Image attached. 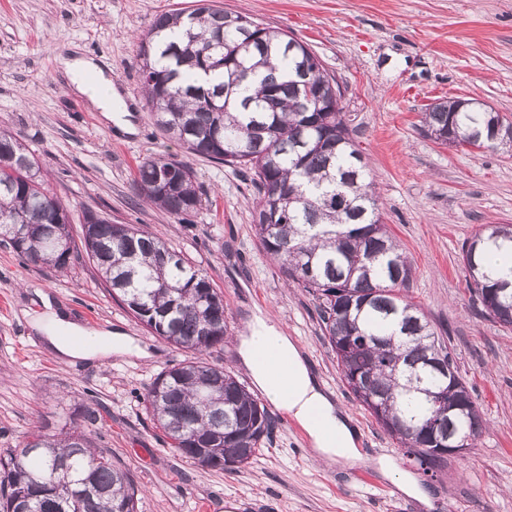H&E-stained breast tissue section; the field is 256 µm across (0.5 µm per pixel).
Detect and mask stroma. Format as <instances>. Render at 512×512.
Listing matches in <instances>:
<instances>
[{
	"label": "stroma",
	"mask_w": 512,
	"mask_h": 512,
	"mask_svg": "<svg viewBox=\"0 0 512 512\" xmlns=\"http://www.w3.org/2000/svg\"><path fill=\"white\" fill-rule=\"evenodd\" d=\"M308 46L333 75L369 165L381 218L412 264L407 298L425 311L476 399L486 430L477 448L423 472L341 380L312 296L287 286L252 224L258 194L249 173L188 154L156 126L142 86L137 37L159 14L195 0H0V127L33 149L46 189L68 208L74 236L93 211L152 232L181 252L224 298L230 341L204 361L247 389L233 337L268 317L305 356L360 433L359 468L315 459L298 422L270 408L273 433L251 464L206 469L170 449L144 408L156 376L186 357L110 296L86 254L67 275L24 265L0 244V454L36 429L84 432L128 468L138 512H512V329L472 300L461 246L481 226L512 224V150H472L422 131L428 105L473 98L512 120V0H211ZM103 65L127 101L133 133L120 131L84 95L68 90L60 58L71 48ZM172 157L196 174L205 203L181 224L136 186L145 159ZM74 325L134 340L140 354L84 361L57 352L34 321L46 306ZM99 414L97 421L87 411ZM413 476L429 503L405 495L381 460Z\"/></svg>",
	"instance_id": "stroma-1"
}]
</instances>
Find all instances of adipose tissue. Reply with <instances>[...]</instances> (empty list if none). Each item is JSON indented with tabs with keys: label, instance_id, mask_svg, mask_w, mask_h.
<instances>
[{
	"label": "adipose tissue",
	"instance_id": "adipose-tissue-1",
	"mask_svg": "<svg viewBox=\"0 0 512 512\" xmlns=\"http://www.w3.org/2000/svg\"><path fill=\"white\" fill-rule=\"evenodd\" d=\"M64 66L72 87L87 95L105 114L120 107V97L104 69L82 57L66 59ZM237 353L254 383L275 405L284 408L307 432L318 459L344 467L361 458L358 433L349 419L319 386L294 342L269 326L263 317H255L240 336ZM286 361L287 390L271 382L270 369Z\"/></svg>",
	"mask_w": 512,
	"mask_h": 512
}]
</instances>
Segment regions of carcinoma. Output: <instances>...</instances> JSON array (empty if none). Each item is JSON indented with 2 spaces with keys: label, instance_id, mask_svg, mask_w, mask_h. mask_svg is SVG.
Returning a JSON list of instances; mask_svg holds the SVG:
<instances>
[{
  "label": "carcinoma",
  "instance_id": "carcinoma-1",
  "mask_svg": "<svg viewBox=\"0 0 512 512\" xmlns=\"http://www.w3.org/2000/svg\"><path fill=\"white\" fill-rule=\"evenodd\" d=\"M143 89L156 125L194 155L252 175V212L264 252L285 279L318 301L323 338L342 380L424 470L446 462L435 440L475 448L479 405L427 315L401 293L412 265L382 224L369 170L343 112H311L337 83L307 45L241 13L197 0L158 15L139 38ZM434 139L496 150L512 122L468 99L424 112ZM150 203L184 221L203 206L193 168L153 158L139 169ZM81 245L69 212L40 179L34 153L0 129V238L26 264L68 271L83 249L117 299L160 339L194 353L161 372L145 409L179 455L202 468L241 466L271 433L267 407L203 352L224 344V300L210 281L152 233L83 215ZM512 258V230L483 225L462 246L470 293L493 322L512 328V269L485 271L490 250ZM130 472L96 452L81 431L30 433L0 456V512H137Z\"/></svg>",
  "mask_w": 512,
  "mask_h": 512
}]
</instances>
